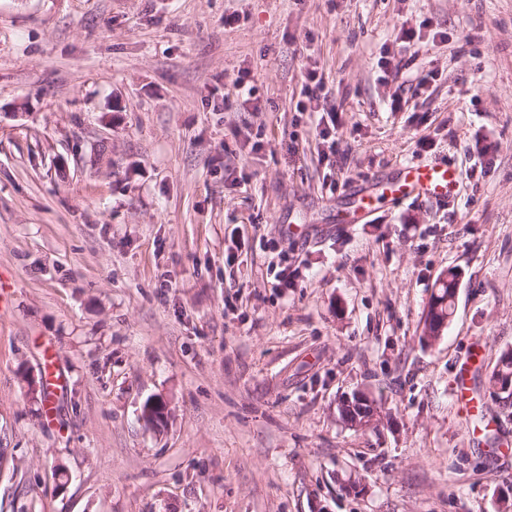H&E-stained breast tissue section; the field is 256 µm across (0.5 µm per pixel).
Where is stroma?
<instances>
[{"label": "stroma", "instance_id": "stroma-1", "mask_svg": "<svg viewBox=\"0 0 512 512\" xmlns=\"http://www.w3.org/2000/svg\"><path fill=\"white\" fill-rule=\"evenodd\" d=\"M430 161L452 204L346 223ZM510 349L512 0H0V512H500ZM479 350L488 434L452 396ZM459 276L460 274L456 269H448V271L445 272V278L440 281L437 291H435L430 297L428 305H431L436 301L443 300L445 297H447L448 304L446 307L448 309V313L446 318H442L436 316L439 312V309H434L432 311L429 318V325L431 323V326L426 329L427 336H424V341L426 343L431 344L439 339L442 336L444 329L448 326V322L450 321L454 312V299L456 295V288L459 282ZM354 397V402H352V398H346L341 404L340 410L348 406H350L351 409H353L355 405L361 406L362 419L359 420V417H356L354 422L350 424L351 426H354L359 430H366L377 422L379 413L377 409L374 407V405L367 399V397L363 393H355ZM364 406H368L367 410H365Z\"/></svg>", "mask_w": 512, "mask_h": 512}]
</instances>
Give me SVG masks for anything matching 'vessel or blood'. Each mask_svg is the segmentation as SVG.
Returning a JSON list of instances; mask_svg holds the SVG:
<instances>
[{
    "mask_svg": "<svg viewBox=\"0 0 512 512\" xmlns=\"http://www.w3.org/2000/svg\"><path fill=\"white\" fill-rule=\"evenodd\" d=\"M458 172L441 162L409 165L401 176L381 184V194L393 198H412L448 204L458 191Z\"/></svg>",
    "mask_w": 512,
    "mask_h": 512,
    "instance_id": "b4317fda",
    "label": "vessel or blood"
}]
</instances>
